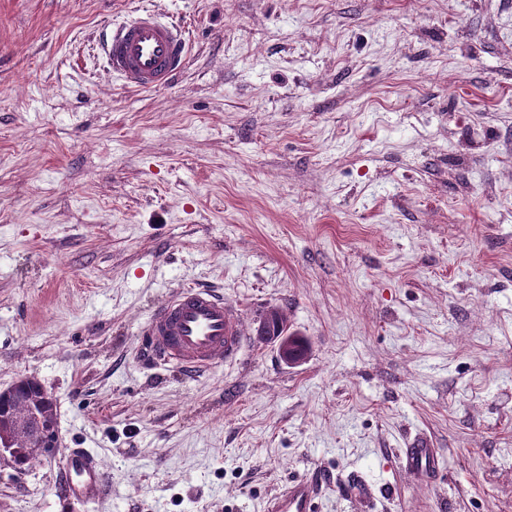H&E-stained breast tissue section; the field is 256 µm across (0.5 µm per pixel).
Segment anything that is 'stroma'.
Masks as SVG:
<instances>
[{
	"instance_id": "stroma-1",
	"label": "stroma",
	"mask_w": 512,
	"mask_h": 512,
	"mask_svg": "<svg viewBox=\"0 0 512 512\" xmlns=\"http://www.w3.org/2000/svg\"><path fill=\"white\" fill-rule=\"evenodd\" d=\"M144 6L191 53L135 91L99 29ZM193 285L246 343L189 377L139 349ZM25 377L60 441L0 457V512H260L304 476L318 512H512V0H0V391ZM76 448L107 497L61 490ZM269 320H276L280 324L284 325V331L279 335H270L266 333L265 325ZM258 336L263 342L274 344L281 360L286 364L293 365L299 361V349L293 339V334L288 333V323L285 315L278 308L271 307L267 310L258 329ZM427 440L418 441L405 449L406 468L415 476L433 473L439 468L440 452Z\"/></svg>"
}]
</instances>
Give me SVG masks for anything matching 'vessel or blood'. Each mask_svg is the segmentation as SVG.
Returning a JSON list of instances; mask_svg holds the SVG:
<instances>
[{
	"label": "vessel or blood",
	"mask_w": 512,
	"mask_h": 512,
	"mask_svg": "<svg viewBox=\"0 0 512 512\" xmlns=\"http://www.w3.org/2000/svg\"><path fill=\"white\" fill-rule=\"evenodd\" d=\"M101 48L106 69L138 91L169 84L189 60L184 30L149 8L122 26L106 29ZM142 334L152 360L176 363L191 375L236 360L245 344L239 314L223 294L203 286L183 288L166 299L145 321ZM405 461L412 474L428 475L438 469L440 452L421 440L406 449ZM60 482L72 495L89 500L101 498L108 488L106 470L80 449L71 452ZM319 498L318 484L299 477L266 498L261 512H315Z\"/></svg>",
	"instance_id": "obj_1"
}]
</instances>
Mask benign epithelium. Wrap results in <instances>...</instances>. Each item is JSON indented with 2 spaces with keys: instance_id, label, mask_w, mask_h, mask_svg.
<instances>
[{
  "instance_id": "benign-epithelium-1",
  "label": "benign epithelium",
  "mask_w": 512,
  "mask_h": 512,
  "mask_svg": "<svg viewBox=\"0 0 512 512\" xmlns=\"http://www.w3.org/2000/svg\"><path fill=\"white\" fill-rule=\"evenodd\" d=\"M275 320L282 325H287L285 315L276 307L267 310L265 317L258 329L259 338L272 343L277 349L283 362L288 365L297 363L300 359L299 349L293 339V335L288 331H283L278 335L266 333L265 324L268 321ZM40 400L29 406L27 418L24 421L0 420V457L16 455V444L22 439H27L31 443L37 444L41 448L42 454L51 455L54 453L58 444L57 425L52 423L42 424V401H51L53 396L44 386H39Z\"/></svg>"
}]
</instances>
